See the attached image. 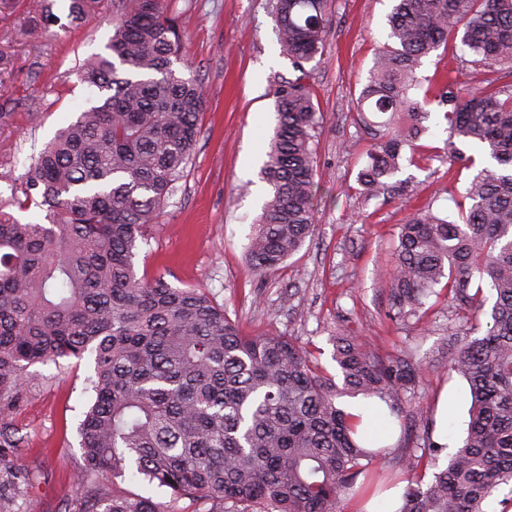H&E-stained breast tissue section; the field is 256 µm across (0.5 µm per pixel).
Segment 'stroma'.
Returning <instances> with one entry per match:
<instances>
[{
    "label": "stroma",
    "mask_w": 512,
    "mask_h": 512,
    "mask_svg": "<svg viewBox=\"0 0 512 512\" xmlns=\"http://www.w3.org/2000/svg\"><path fill=\"white\" fill-rule=\"evenodd\" d=\"M28 3L0 0V110L7 114L0 120V197L11 199V212L22 219L31 213L19 178L56 131L91 105L76 71L86 57L104 52L118 9L115 0H104L81 23L63 18L36 25ZM169 7L185 35L184 59L175 68L202 83L206 99L187 168L147 230L139 273L205 289L245 333L297 337L331 376L338 373L334 337L344 327L383 354L412 350L423 371L406 394L405 421L424 419L433 429L447 427L449 441L460 439L468 385L450 364L470 322L443 294L431 297L425 311L394 320L382 282L395 263L399 226L414 206L430 200L457 213L478 172L449 163L444 109L425 94L441 78L477 87L486 70L463 51L424 58L414 97L431 114L428 130L418 149L404 150L394 191L366 198L357 175L370 139L350 103L367 83L392 0H330L326 50L306 65L322 115L314 132L317 230L282 269L264 275L245 247L269 192L260 168L277 124L274 92L297 76L281 52L273 0H171ZM93 368L89 356L31 366L28 395L13 414L25 436L14 458L32 475L20 512H81L72 474L83 464L78 426L89 406ZM97 490L146 497L167 512L198 508L145 482L104 480Z\"/></svg>",
    "instance_id": "1"
}]
</instances>
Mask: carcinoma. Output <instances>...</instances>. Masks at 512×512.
<instances>
[{
    "mask_svg": "<svg viewBox=\"0 0 512 512\" xmlns=\"http://www.w3.org/2000/svg\"><path fill=\"white\" fill-rule=\"evenodd\" d=\"M102 0H70L78 20ZM51 0L32 16L56 20ZM106 54L87 59L80 81L95 102L60 129L22 176L43 218L22 222L0 205V512H14L29 476L12 449L24 436L12 415L38 362L94 356L92 401L80 427L83 467L94 477L144 479L211 503L208 512H341V496L376 492L373 464L387 450L362 447L343 396L377 397L402 418V396L422 371L407 352L383 356L347 331L336 334L342 385L291 336L243 334L200 288L138 274L136 257L200 133L205 89L174 69L183 49L166 0H119ZM284 55L300 75L275 93L277 124L261 168L270 187L247 247L255 269L280 268L313 234L321 115L305 64L324 53L329 0H275ZM460 47L512 70V0H394L386 41L352 103L370 135L357 182L377 197L394 188L404 146L430 119L412 98L421 59ZM448 162L462 144L482 148L470 205L458 220L426 205L400 225L388 288L396 318L419 312L444 284L459 314L478 319L494 291L491 324L465 337L451 368L469 387V421L446 464L422 437L400 452L407 487L397 512H486L512 484V85L472 90L435 85ZM435 469L426 483L418 470ZM84 512H165L145 497L86 495Z\"/></svg>",
    "mask_w": 512,
    "mask_h": 512,
    "instance_id": "1",
    "label": "carcinoma"
}]
</instances>
